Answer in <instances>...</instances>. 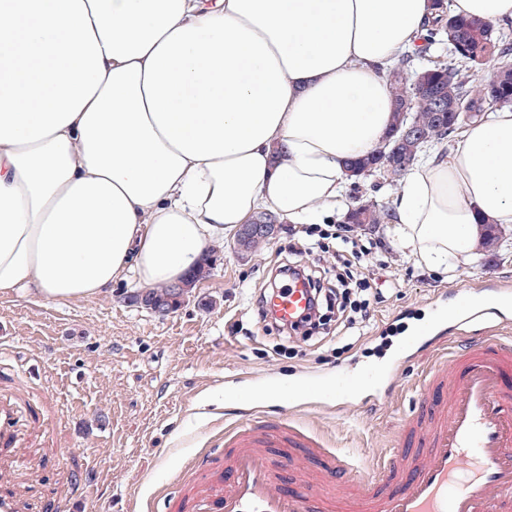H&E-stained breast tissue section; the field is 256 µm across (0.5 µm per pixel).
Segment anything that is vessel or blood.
Masks as SVG:
<instances>
[{
    "label": "vessel or blood",
    "instance_id": "b4317fda",
    "mask_svg": "<svg viewBox=\"0 0 512 512\" xmlns=\"http://www.w3.org/2000/svg\"><path fill=\"white\" fill-rule=\"evenodd\" d=\"M309 300L302 283L286 284L270 308L290 324ZM511 308L505 288L474 289L455 295L452 308H439L431 325L415 331L416 343L432 331L446 332L456 311L484 326L479 343L453 353L451 369L425 375L423 405L404 420L400 451L363 480L352 500L284 480L297 448L320 459L330 477L347 466L317 437L278 418L226 436L225 454L184 489L180 506L187 512H512V498H503L512 495V345L499 337ZM41 415L37 406L21 419L14 401L0 398V463L22 459V424Z\"/></svg>",
    "mask_w": 512,
    "mask_h": 512
}]
</instances>
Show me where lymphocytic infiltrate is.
<instances>
[{
    "instance_id": "f902f5d3",
    "label": "lymphocytic infiltrate",
    "mask_w": 512,
    "mask_h": 512,
    "mask_svg": "<svg viewBox=\"0 0 512 512\" xmlns=\"http://www.w3.org/2000/svg\"><path fill=\"white\" fill-rule=\"evenodd\" d=\"M381 241L360 239L344 226L332 229L307 228L303 238L292 248L294 261L280 267L279 273L289 281H303L310 290L311 304L308 312L299 322L291 325L280 324L267 307L266 299H258L256 315L265 327L278 329L285 339H292L302 328L318 332L324 328L328 312L344 316L347 329H355L359 317L368 316L372 301L378 300L379 291L373 288L370 279L359 271L358 266L366 257L381 253ZM321 253L336 256V282L328 284L316 270L306 265L305 257Z\"/></svg>"
}]
</instances>
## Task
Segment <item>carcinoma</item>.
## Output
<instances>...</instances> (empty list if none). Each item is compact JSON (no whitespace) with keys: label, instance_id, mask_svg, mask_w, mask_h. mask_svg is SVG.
I'll return each mask as SVG.
<instances>
[{"label":"carcinoma","instance_id":"1","mask_svg":"<svg viewBox=\"0 0 512 512\" xmlns=\"http://www.w3.org/2000/svg\"><path fill=\"white\" fill-rule=\"evenodd\" d=\"M438 15L426 28L425 46L447 40L454 62L445 65L431 60L418 73L423 88L415 91L407 83L402 69L389 74L394 102V120L388 141L382 142L368 157L354 162L359 176L383 175L401 177L418 161L424 148L451 141L464 124L481 121L492 106L512 105V33L494 32L490 25L477 19L455 18L447 14L444 0H435ZM495 62L496 81L482 78L485 65ZM411 123L417 136L398 140L397 128ZM389 212L369 200L364 207L351 209L345 215L347 224L386 223ZM170 288L147 292V303L169 304Z\"/></svg>","mask_w":512,"mask_h":512}]
</instances>
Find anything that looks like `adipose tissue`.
<instances>
[{
    "label": "adipose tissue",
    "instance_id": "obj_1",
    "mask_svg": "<svg viewBox=\"0 0 512 512\" xmlns=\"http://www.w3.org/2000/svg\"><path fill=\"white\" fill-rule=\"evenodd\" d=\"M512 25V0H447ZM430 0H0V295L184 281L270 212L349 211V160L388 133L387 68ZM386 235L455 274L512 225V108L464 126L392 196Z\"/></svg>",
    "mask_w": 512,
    "mask_h": 512
}]
</instances>
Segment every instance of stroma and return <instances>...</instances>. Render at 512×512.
<instances>
[{"label":"stroma","mask_w":512,"mask_h":512,"mask_svg":"<svg viewBox=\"0 0 512 512\" xmlns=\"http://www.w3.org/2000/svg\"><path fill=\"white\" fill-rule=\"evenodd\" d=\"M289 240L283 230L244 255L235 237L212 243L209 275L165 315L126 303L139 289L132 275L77 301L1 295L0 396L21 405L47 396L52 406L47 427L28 428L26 460L8 474V489L32 502L54 497L58 512H170L192 462L237 427L280 416L352 462L351 475L327 487L347 498L398 444L436 353L406 361L373 403L354 394L337 406L326 387L343 371L387 376L412 326L433 320L438 296L488 281L512 285V231L452 278L388 247L389 269L368 263L382 295L365 335L334 324L326 339L286 349L276 330L258 324L254 303L287 262ZM281 381L314 389L287 406L275 396ZM82 479L95 496L77 502L73 486Z\"/></svg>","instance_id":"1"}]
</instances>
